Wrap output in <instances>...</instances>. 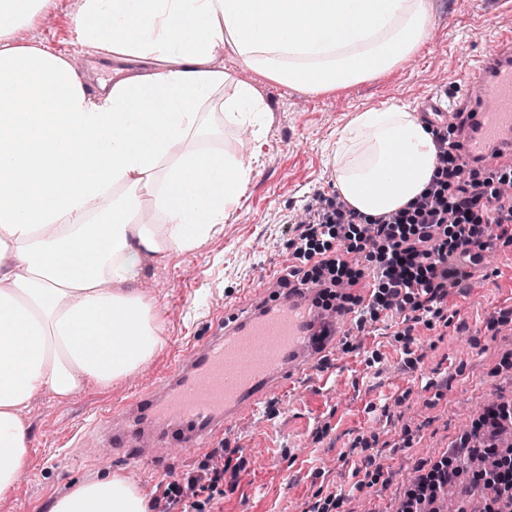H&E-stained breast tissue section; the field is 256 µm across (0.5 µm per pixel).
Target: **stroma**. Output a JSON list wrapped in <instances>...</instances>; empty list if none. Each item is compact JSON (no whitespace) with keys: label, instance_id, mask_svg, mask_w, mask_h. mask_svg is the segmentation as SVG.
Segmentation results:
<instances>
[{"label":"stroma","instance_id":"stroma-1","mask_svg":"<svg viewBox=\"0 0 512 512\" xmlns=\"http://www.w3.org/2000/svg\"><path fill=\"white\" fill-rule=\"evenodd\" d=\"M81 7L82 0H52L23 40L89 57L80 75L96 86L112 73L80 39ZM431 14L417 54L385 75L331 93L293 90L225 60L268 106L264 135L229 130L213 144L252 167L247 190L227 211L223 231L201 249L165 265L145 262L143 290L162 319V345L147 365L109 389L87 386L65 403L47 392L29 401L24 420L32 445L8 496L11 512H51L76 481L109 473L159 497L186 473L211 467L206 452L171 447L161 467L127 471L109 448L90 449L97 436L85 423L98 409L150 387L175 355L205 339L225 304L256 294L270 272L282 275L295 264L288 241L300 216L337 196L331 159L338 128L389 99L413 110L431 94L460 96L473 59L512 31V7L502 0H432ZM400 329L386 313L352 325L332 360L273 396L231 435L218 512H308L331 495L332 512H397L420 467L470 433L490 400L512 402V244L486 251L430 324H418L408 338ZM355 459L370 460L372 487L360 486Z\"/></svg>","mask_w":512,"mask_h":512}]
</instances>
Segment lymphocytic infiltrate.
<instances>
[{
	"mask_svg": "<svg viewBox=\"0 0 512 512\" xmlns=\"http://www.w3.org/2000/svg\"><path fill=\"white\" fill-rule=\"evenodd\" d=\"M437 171L429 189L411 204L410 212L383 215L368 221L344 203L319 205L307 223L299 225L289 245L295 255L310 259L311 268L291 265L289 277L320 289L332 299L346 289L349 309L378 320L379 310L398 315L422 312L439 316L448 291L469 277V267L494 243H512V201L498 187L512 169L482 173L466 169L447 130L433 128ZM343 242L346 252L332 253V242ZM363 254L367 270L353 269L347 253ZM371 275L369 297L352 294L364 275ZM470 448L462 441L422 473L406 493L402 512H426L425 505L464 470ZM224 491L218 478L202 481L188 476L185 484H170L168 504L187 503L192 512Z\"/></svg>",
	"mask_w": 512,
	"mask_h": 512,
	"instance_id": "lymphocytic-infiltrate-1",
	"label": "lymphocytic infiltrate"
}]
</instances>
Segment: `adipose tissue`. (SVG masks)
Segmentation results:
<instances>
[{"instance_id":"obj_1","label":"adipose tissue","mask_w":512,"mask_h":512,"mask_svg":"<svg viewBox=\"0 0 512 512\" xmlns=\"http://www.w3.org/2000/svg\"><path fill=\"white\" fill-rule=\"evenodd\" d=\"M49 4L0 0V496L27 464L31 398L65 402L149 362L161 314L138 288L143 258L200 249L251 179L207 144L224 127H262L266 110L220 53L317 94L394 69L431 27L429 0H84L79 32L116 73L91 96L70 61L16 39ZM133 60L149 73H130ZM333 163L347 204L377 217L427 188L436 148L390 99L337 130ZM146 198L157 223L139 219ZM148 510V493L112 474L51 508Z\"/></svg>"}]
</instances>
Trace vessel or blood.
<instances>
[{"label": "vessel or blood", "mask_w": 512, "mask_h": 512, "mask_svg": "<svg viewBox=\"0 0 512 512\" xmlns=\"http://www.w3.org/2000/svg\"><path fill=\"white\" fill-rule=\"evenodd\" d=\"M421 109L459 115L458 153L468 167L512 164V32L496 37L471 66L460 99L431 95ZM351 321V311L323 307L317 289L282 288L269 278L244 307L225 308L206 339L156 384L106 411L92 428L130 467L159 463L155 450L168 444L213 447L276 391L309 377Z\"/></svg>", "instance_id": "obj_1"}]
</instances>
